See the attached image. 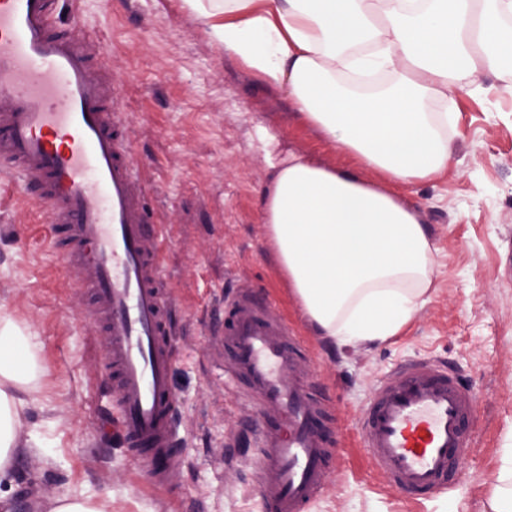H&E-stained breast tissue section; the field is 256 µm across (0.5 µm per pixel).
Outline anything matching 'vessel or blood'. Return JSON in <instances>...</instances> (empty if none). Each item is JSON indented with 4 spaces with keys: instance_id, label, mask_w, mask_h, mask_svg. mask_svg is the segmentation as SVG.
Segmentation results:
<instances>
[{
    "instance_id": "vessel-or-blood-1",
    "label": "vessel or blood",
    "mask_w": 512,
    "mask_h": 512,
    "mask_svg": "<svg viewBox=\"0 0 512 512\" xmlns=\"http://www.w3.org/2000/svg\"><path fill=\"white\" fill-rule=\"evenodd\" d=\"M59 0H0V168L49 208L50 239L78 266L104 366L119 383L114 423L153 484L169 483L176 396L164 236L134 175L112 86L85 44L52 29ZM278 309L242 292L224 308L232 377L259 418L253 493L261 512H305L334 455L306 393L309 365L288 349ZM475 397L456 372L420 359L388 373L358 429L374 469L409 497L446 493L473 453Z\"/></svg>"
}]
</instances>
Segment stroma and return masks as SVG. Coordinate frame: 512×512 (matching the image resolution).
Wrapping results in <instances>:
<instances>
[{"instance_id":"1","label":"stroma","mask_w":512,"mask_h":512,"mask_svg":"<svg viewBox=\"0 0 512 512\" xmlns=\"http://www.w3.org/2000/svg\"><path fill=\"white\" fill-rule=\"evenodd\" d=\"M58 23L107 64L138 183L166 240L174 474L168 488L149 487L107 428L115 383L102 364L106 337L84 318L81 272L53 252L46 205L0 172V304L28 327L48 369L20 431L37 432L42 446L19 460L10 503L69 492L111 500L112 512H260L243 461L255 416L224 375L222 342L224 300L247 287L279 308L309 355L337 445L332 479L309 512H491L512 448V77L456 79L449 173L404 189L437 248L423 305L387 342L335 349L292 297L262 208L288 152L343 169L354 159L295 117L285 92L225 56L180 0H61ZM420 358L457 369L478 407L467 478L413 500L370 468L357 419L379 380Z\"/></svg>"}]
</instances>
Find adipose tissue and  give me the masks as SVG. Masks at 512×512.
<instances>
[{
	"mask_svg": "<svg viewBox=\"0 0 512 512\" xmlns=\"http://www.w3.org/2000/svg\"><path fill=\"white\" fill-rule=\"evenodd\" d=\"M210 40L352 156L336 169L289 153L263 203L266 238L308 321L338 346L380 344L430 286L433 244L402 186L448 171L444 112L459 74L512 68V0H182ZM374 171L376 180L362 177ZM47 369L0 305V483H13Z\"/></svg>",
	"mask_w": 512,
	"mask_h": 512,
	"instance_id": "1",
	"label": "adipose tissue"
}]
</instances>
